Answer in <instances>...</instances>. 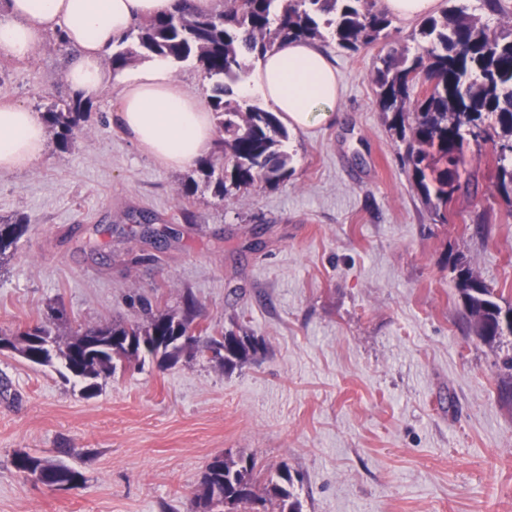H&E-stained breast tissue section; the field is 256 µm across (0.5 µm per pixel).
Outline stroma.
I'll return each instance as SVG.
<instances>
[{"instance_id": "obj_1", "label": "stroma", "mask_w": 512, "mask_h": 512, "mask_svg": "<svg viewBox=\"0 0 512 512\" xmlns=\"http://www.w3.org/2000/svg\"><path fill=\"white\" fill-rule=\"evenodd\" d=\"M342 95L333 119L290 131L292 173L220 195L200 166L173 171L91 99L68 148L0 172V222L26 226L0 263V329L59 308L70 327L140 320L142 301L245 326L263 345L224 369L201 354L117 369L94 396L66 372L0 353V512H198L215 455L288 466L302 512H512V337L470 328L450 272L461 257L512 303V207L493 142L469 150L440 222L377 105L381 45L322 40ZM50 35L0 57V98L44 113L71 90ZM483 233H476L477 223ZM57 459L82 487L45 488L13 454Z\"/></svg>"}]
</instances>
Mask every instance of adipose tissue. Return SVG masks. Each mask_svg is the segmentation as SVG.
Wrapping results in <instances>:
<instances>
[{"instance_id": "ef3b65f1", "label": "adipose tissue", "mask_w": 512, "mask_h": 512, "mask_svg": "<svg viewBox=\"0 0 512 512\" xmlns=\"http://www.w3.org/2000/svg\"><path fill=\"white\" fill-rule=\"evenodd\" d=\"M219 0H0V56L24 62L47 34L74 49L65 72L72 93L89 98L119 82L112 121L138 149L172 170L193 166L217 135L203 97L176 80L168 59L152 57L115 78L102 66L134 22L178 12L200 13ZM238 93L261 100L288 127L304 130L336 110L341 87L329 55L315 42L277 45L239 81ZM47 151L44 120L29 106L0 99V170L26 169Z\"/></svg>"}]
</instances>
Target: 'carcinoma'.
Listing matches in <instances>:
<instances>
[{"instance_id": "obj_1", "label": "carcinoma", "mask_w": 512, "mask_h": 512, "mask_svg": "<svg viewBox=\"0 0 512 512\" xmlns=\"http://www.w3.org/2000/svg\"><path fill=\"white\" fill-rule=\"evenodd\" d=\"M378 0H224L209 14L181 9L132 29L112 53V67L121 69L136 57L161 56L177 62L195 61L213 80L209 106L216 117L220 154L202 163L208 178L216 179L219 192L247 190L258 182L276 184L291 173V157L281 150L288 129L278 117L244 100L234 98L233 85L247 69L250 57L262 58L284 40L324 38L346 51L388 38L392 20ZM438 16L422 20L412 34L415 53L391 47L372 80L378 88V106L390 117L389 128L406 144V158L425 202L447 221L448 203L458 188L466 150L486 141L495 144V189L512 202V27L491 30L468 13L461 0H448ZM90 101L73 96L52 106L46 120L65 148L74 130L90 115ZM22 224H0V259L15 247L24 232ZM463 307L476 335L486 343L512 336V305H501L483 280L464 263L450 267ZM139 324L103 323L69 330L68 339L54 331L52 322L37 321L14 332L17 350L38 355L31 337L45 336L55 344L47 362L59 358L70 372L86 378L85 391L99 389V379L112 376L117 363H131L147 352L168 363L187 346L205 338L203 348L223 368L243 365L262 349L244 329L207 333L197 329V304L186 297L179 310L142 305ZM188 341L168 339L173 329ZM48 464L51 481L78 487L83 474L63 463L18 452L11 465L20 476ZM199 504L209 509L217 503L234 508L276 500L280 512H302L293 492L288 468L278 479L261 482L254 460L226 455L208 463L201 481Z\"/></svg>"}]
</instances>
